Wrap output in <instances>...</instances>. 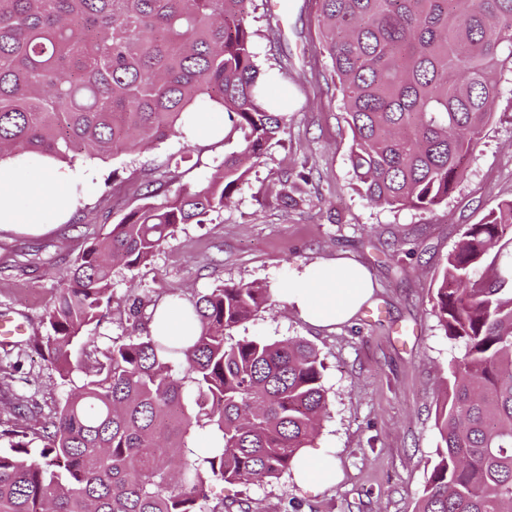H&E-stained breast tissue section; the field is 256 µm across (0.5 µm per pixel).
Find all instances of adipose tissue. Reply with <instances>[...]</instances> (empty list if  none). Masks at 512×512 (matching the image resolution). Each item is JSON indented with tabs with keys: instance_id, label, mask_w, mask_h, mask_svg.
<instances>
[{
	"instance_id": "obj_1",
	"label": "adipose tissue",
	"mask_w": 512,
	"mask_h": 512,
	"mask_svg": "<svg viewBox=\"0 0 512 512\" xmlns=\"http://www.w3.org/2000/svg\"><path fill=\"white\" fill-rule=\"evenodd\" d=\"M53 177L58 191L51 192L44 187L34 189L28 205L23 207L10 189L11 184L20 179L17 165L0 162V230L19 226L38 230L46 211L64 214L72 209L75 199L63 192L62 187L73 179V172L57 169ZM373 291V283L362 265L339 258L305 268L289 280L280 293L304 321L326 327L354 318ZM292 470L297 483L305 487L321 483L331 485L339 476L335 459L324 449L302 452L295 458Z\"/></svg>"
}]
</instances>
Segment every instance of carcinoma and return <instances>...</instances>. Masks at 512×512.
<instances>
[{
	"label": "carcinoma",
	"mask_w": 512,
	"mask_h": 512,
	"mask_svg": "<svg viewBox=\"0 0 512 512\" xmlns=\"http://www.w3.org/2000/svg\"><path fill=\"white\" fill-rule=\"evenodd\" d=\"M252 0H0V161L133 154L195 112L224 111V161L204 185L143 203L61 280L34 350L61 379L112 301V272L147 263L179 224L224 208L282 132L255 64ZM352 133L358 191L429 210L464 176L512 65V0H319ZM512 201L466 225L435 288L464 344L436 405L437 460L415 512H512ZM255 283L191 301L188 346L112 341L41 430L0 432V512H224L213 479L248 486L292 468L328 411L324 363L291 338L236 340L267 305Z\"/></svg>",
	"instance_id": "carcinoma-1"
}]
</instances>
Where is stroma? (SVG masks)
I'll return each mask as SVG.
<instances>
[{
	"label": "stroma",
	"mask_w": 512,
	"mask_h": 512,
	"mask_svg": "<svg viewBox=\"0 0 512 512\" xmlns=\"http://www.w3.org/2000/svg\"><path fill=\"white\" fill-rule=\"evenodd\" d=\"M317 0H252L247 22L256 62L272 74L284 131L247 176L229 206L203 224H181L139 270L115 269L106 316L84 333L75 358L101 357L113 339L149 331L164 300L190 301L216 286L287 284L304 268L347 258L369 272L372 306L350 322L315 327L284 299L235 329L237 338H302L324 362L329 413L311 448L328 449L343 478L306 489L292 473L248 487L208 486L210 503L231 512H413L436 460V399L460 344L449 340L433 310L435 280L464 225L512 200V73H506L493 116L448 200L431 210L369 204L355 189L348 155L352 134L332 62L322 49ZM224 160L223 144L172 137L136 154L74 165L68 184L76 206L64 220L45 215L44 231L0 230V314L23 322L24 335L0 343V429H36L84 374L62 380L32 345L46 335L62 275L86 242L106 236L138 203L146 174L164 194L174 185H204ZM176 184H169V173ZM127 181L113 193L112 179ZM300 198L284 209L281 191Z\"/></svg>",
	"instance_id": "stroma-1"
}]
</instances>
